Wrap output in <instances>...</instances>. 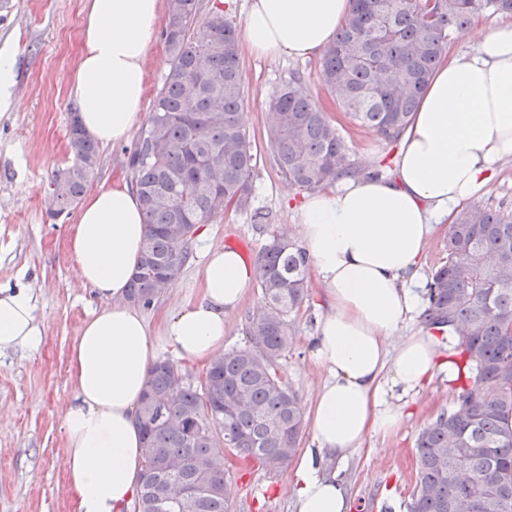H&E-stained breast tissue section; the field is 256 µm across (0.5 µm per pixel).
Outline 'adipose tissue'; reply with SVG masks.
Returning a JSON list of instances; mask_svg holds the SVG:
<instances>
[{
	"mask_svg": "<svg viewBox=\"0 0 512 512\" xmlns=\"http://www.w3.org/2000/svg\"><path fill=\"white\" fill-rule=\"evenodd\" d=\"M352 7L353 0H250L242 40L262 58L320 53ZM161 13V0H89L71 93L85 132L100 144L124 143L142 120L145 61ZM508 161L512 23H502L436 68L399 138L393 176H345L335 190L306 197L296 238L325 287L311 354L326 377L307 411L314 446L292 471L295 512H349L323 461L393 431L410 398L436 373L451 372L448 343L401 330L422 306L424 250L436 226L484 195ZM145 234L139 199L123 182L90 193L70 227L78 275L101 303L70 355L63 435L77 512H127L143 464L136 408L159 347L182 360H211L253 281L235 251H207L199 297L171 314L154 341L143 310L126 300ZM43 336L31 289L0 285V355L37 351Z\"/></svg>",
	"mask_w": 512,
	"mask_h": 512,
	"instance_id": "1",
	"label": "adipose tissue"
}]
</instances>
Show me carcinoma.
<instances>
[{
	"mask_svg": "<svg viewBox=\"0 0 512 512\" xmlns=\"http://www.w3.org/2000/svg\"><path fill=\"white\" fill-rule=\"evenodd\" d=\"M512 0H354L325 51L321 75L356 125L399 139L453 33ZM160 37L169 70L146 123L128 151L131 187L147 227L128 299L150 307L180 277L199 225L250 206L256 155L244 128L240 48L224 11L207 0H168ZM268 147L281 174L318 188L350 170L343 138L308 95L288 79L269 102ZM73 161L49 193L77 205L94 179L99 147L70 113ZM306 250L275 237L253 259L263 311L250 319L248 344L206 368L198 384L177 364L156 362L139 401L143 481L135 512H165L173 479L204 484L180 512H229L224 449L278 472L294 458L303 407L278 374L293 346L288 315L307 288ZM426 324L459 336L454 405L417 438L418 480L407 512H512V214L464 208L448 233V261L430 279Z\"/></svg>",
	"mask_w": 512,
	"mask_h": 512,
	"instance_id": "cac0c4a2",
	"label": "carcinoma"
}]
</instances>
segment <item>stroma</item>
Here are the masks:
<instances>
[{"instance_id": "35a3bbf8", "label": "stroma", "mask_w": 512, "mask_h": 512, "mask_svg": "<svg viewBox=\"0 0 512 512\" xmlns=\"http://www.w3.org/2000/svg\"><path fill=\"white\" fill-rule=\"evenodd\" d=\"M84 4L0 0V51L15 59L12 103L0 110V284L24 279L35 292L44 328L36 353L0 356V512H76L65 485L62 432L64 408L73 395L70 351L84 320L100 303L79 280L69 251V227L76 217H51L47 189L54 170L73 159L68 122L76 104L69 89L83 50ZM240 58L245 126L257 156L251 204L209 221L207 238L194 241L178 281L147 308L155 323L197 297L196 272L207 249L238 241L250 261L273 237L294 232L306 192L278 170L266 131L270 99L291 75L302 77L311 98L340 129L354 170L394 172L398 143L356 127L336 106L322 82L321 55L258 58L244 48ZM256 210L269 213V223H253ZM323 311L322 285L313 275L300 310L288 316L296 343L279 362L284 383L306 406L324 379L311 354ZM455 397L447 375L437 374L396 432L375 435L362 449L327 465V472L346 487L350 512H405L417 479V435ZM228 473L230 512H293L290 471L236 465Z\"/></svg>"}]
</instances>
